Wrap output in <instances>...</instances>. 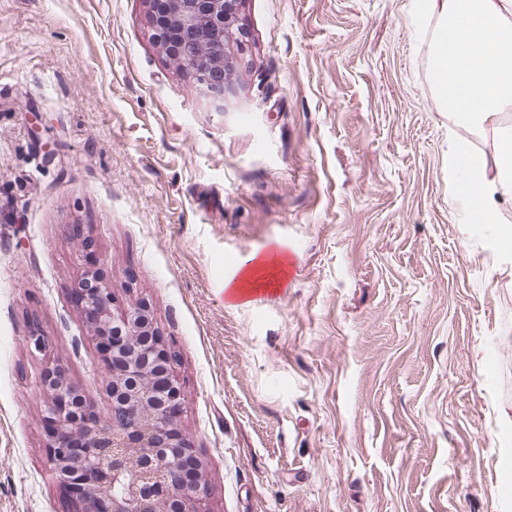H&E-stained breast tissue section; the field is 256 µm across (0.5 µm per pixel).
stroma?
<instances>
[{
    "mask_svg": "<svg viewBox=\"0 0 512 512\" xmlns=\"http://www.w3.org/2000/svg\"><path fill=\"white\" fill-rule=\"evenodd\" d=\"M145 11L0 0V512H72L40 378L60 363L110 409L91 271L178 353L213 512H512V255L453 193L436 20L241 0L219 110ZM256 253L288 268L231 304Z\"/></svg>",
    "mask_w": 512,
    "mask_h": 512,
    "instance_id": "stroma-1",
    "label": "stroma"
}]
</instances>
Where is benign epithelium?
<instances>
[{
	"label": "benign epithelium",
	"mask_w": 512,
	"mask_h": 512,
	"mask_svg": "<svg viewBox=\"0 0 512 512\" xmlns=\"http://www.w3.org/2000/svg\"><path fill=\"white\" fill-rule=\"evenodd\" d=\"M239 2L144 0L153 43L215 99L224 97L237 68L227 43H242ZM75 296L109 373L112 404L99 413L57 363L42 372L50 397L43 416L47 464L73 512H212L202 461L180 425L179 358L159 335L150 304L115 305L97 271ZM26 342L34 352H48L37 325Z\"/></svg>",
	"instance_id": "obj_1"
}]
</instances>
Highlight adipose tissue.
<instances>
[{
  "label": "adipose tissue",
  "instance_id": "obj_1",
  "mask_svg": "<svg viewBox=\"0 0 512 512\" xmlns=\"http://www.w3.org/2000/svg\"><path fill=\"white\" fill-rule=\"evenodd\" d=\"M424 16H436L431 84L437 104L459 127L499 133L495 168L458 140L464 159L461 184L472 221L495 223L512 201V129L500 117L512 109V0H417Z\"/></svg>",
  "mask_w": 512,
  "mask_h": 512
}]
</instances>
